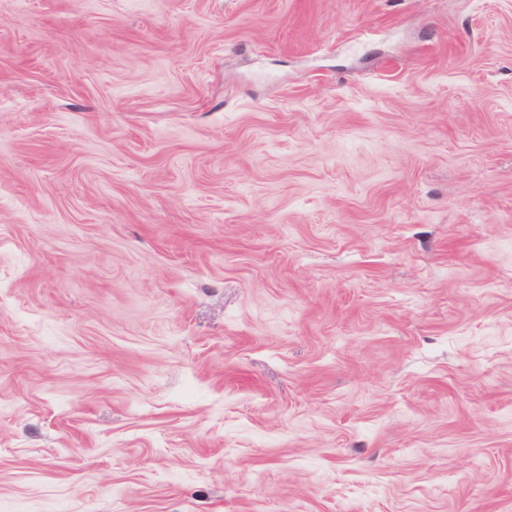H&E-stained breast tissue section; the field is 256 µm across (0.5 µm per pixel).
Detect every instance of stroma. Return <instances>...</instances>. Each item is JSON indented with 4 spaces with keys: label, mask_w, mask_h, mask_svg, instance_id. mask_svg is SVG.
<instances>
[{
    "label": "stroma",
    "mask_w": 512,
    "mask_h": 512,
    "mask_svg": "<svg viewBox=\"0 0 512 512\" xmlns=\"http://www.w3.org/2000/svg\"><path fill=\"white\" fill-rule=\"evenodd\" d=\"M0 512H512V0H0Z\"/></svg>",
    "instance_id": "1"
}]
</instances>
